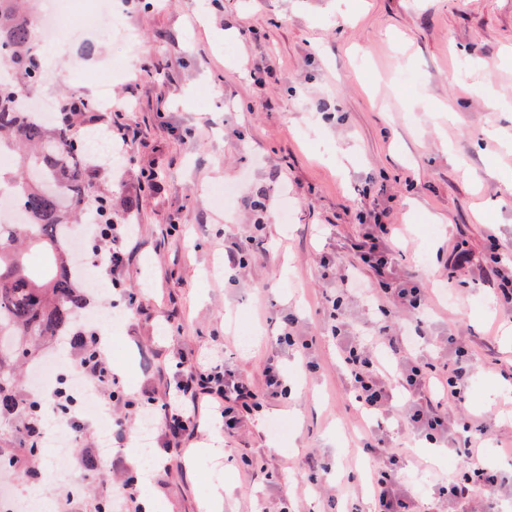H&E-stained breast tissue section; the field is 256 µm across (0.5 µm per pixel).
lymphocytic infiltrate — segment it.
I'll list each match as a JSON object with an SVG mask.
<instances>
[{
	"mask_svg": "<svg viewBox=\"0 0 512 512\" xmlns=\"http://www.w3.org/2000/svg\"><path fill=\"white\" fill-rule=\"evenodd\" d=\"M397 234L394 224L380 221L365 225L361 237L352 245L354 261L336 270L338 278L371 306H378L386 295L415 318L413 333L402 336L394 335L390 325L381 320L367 336H346L340 327H333L332 335L339 340L351 392L361 412L372 417L384 415L395 393H402L404 409L396 424L414 436L430 440L463 434L461 473L449 486L448 503L453 512H471L475 492L480 489L485 493L483 512H498V484L479 454L488 429L482 425L471 427L467 419H455L449 414L450 409L466 404L472 379L468 351L456 339H449L448 348L455 357L443 375L420 354V346L428 342L423 325L430 308L420 286L397 272L396 255L391 248ZM177 390V401L173 404L158 407L154 402L140 403L132 398L127 405L138 408L143 415L160 413L166 432L179 439L197 433L196 410L206 404L220 411L224 436L229 439L242 420L257 410L259 397L281 396L287 387L275 363L267 364L256 383L215 357L207 364L182 370ZM392 442L385 429L363 438V445L370 448L373 458L372 512H420L418 500L405 483L400 455L391 449Z\"/></svg>",
	"mask_w": 512,
	"mask_h": 512,
	"instance_id": "obj_1",
	"label": "lymphocytic infiltrate"
}]
</instances>
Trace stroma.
I'll use <instances>...</instances> for the list:
<instances>
[{
    "instance_id": "stroma-1",
    "label": "stroma",
    "mask_w": 512,
    "mask_h": 512,
    "mask_svg": "<svg viewBox=\"0 0 512 512\" xmlns=\"http://www.w3.org/2000/svg\"><path fill=\"white\" fill-rule=\"evenodd\" d=\"M114 27L136 41L88 32L44 49L32 105L89 99L108 80L116 109L91 132L129 134L127 155L99 169L114 222L134 227L113 245L125 262L104 276L131 307L110 357L116 390L163 403L180 366L219 351L255 380L277 362L290 392L266 399L230 439L207 406L190 440L154 429L149 447L166 469L114 449L99 494L145 477L157 512H205L222 485L223 512L367 507L362 439L375 424L358 409L331 327L369 333L372 313L321 267L352 261L362 210L387 211L401 229L399 272L427 289L436 365L449 335L474 351L466 414L512 424V306L478 269L495 244L512 245V193L498 179L512 173V151L485 136L512 135V0H120ZM226 184L236 189L228 211L210 194ZM255 224L267 252L225 271V252ZM460 250L473 260L457 267ZM287 315L315 370L277 346ZM235 316L254 328L250 343L236 340ZM211 443L219 460L203 451ZM98 449L91 422L64 459L44 448V501L59 491L52 468L88 480L84 461ZM401 454L405 481L426 497L460 467L452 443L436 458L419 443ZM308 455L317 474L299 468Z\"/></svg>"
}]
</instances>
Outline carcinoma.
Returning a JSON list of instances; mask_svg holds the SVG:
<instances>
[{"label":"carcinoma","instance_id":"cac0c4a2","mask_svg":"<svg viewBox=\"0 0 512 512\" xmlns=\"http://www.w3.org/2000/svg\"><path fill=\"white\" fill-rule=\"evenodd\" d=\"M0 54L17 74L0 79V190L25 209L21 224L0 223V465L21 478L36 473L42 404L20 396L16 374L34 358L32 345L46 336H69L83 359L97 347L77 325L87 299L74 274L69 225L106 224L109 204L92 170L79 129L91 118L88 102L60 101L45 119L27 104L42 78L35 38L18 0H0ZM42 251L39 265L25 247Z\"/></svg>","mask_w":512,"mask_h":512}]
</instances>
